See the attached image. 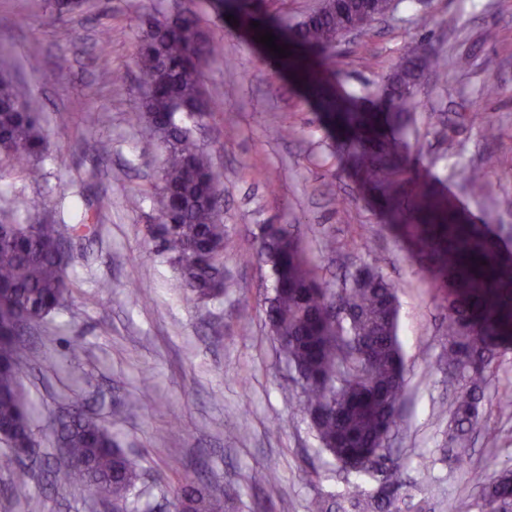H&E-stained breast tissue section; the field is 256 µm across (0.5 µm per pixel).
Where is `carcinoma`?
I'll return each instance as SVG.
<instances>
[{
    "instance_id": "obj_1",
    "label": "carcinoma",
    "mask_w": 512,
    "mask_h": 512,
    "mask_svg": "<svg viewBox=\"0 0 512 512\" xmlns=\"http://www.w3.org/2000/svg\"><path fill=\"white\" fill-rule=\"evenodd\" d=\"M331 2L321 0L315 19L287 28L293 41L328 63L348 24ZM222 53L221 45L202 37L190 12L150 21L135 50L142 89L138 119L148 144L160 151L157 211L165 232L155 253L178 270L198 303L230 287L224 279V208L209 154L182 115L189 110L203 117L210 111L200 66ZM412 66L427 73L447 67L448 60L417 45L393 70L399 80L380 89L377 111L353 112L328 102V120L339 150L363 184L385 201L411 257L429 260L430 278L441 291L448 324L439 361L447 366L448 386L458 389L449 407L447 452L461 464L472 454L474 433L494 436L480 419V406L494 360L512 344V261L486 225L463 218L427 183L409 188L401 133L418 106V92L407 86ZM304 76L310 93L327 102L321 73L307 65ZM46 149L37 113L12 79L0 77V156L30 162ZM62 236L63 226L48 220L0 221V427L34 456L41 451L21 389L20 331L44 322L71 294L68 266L57 258ZM257 257L273 282L264 299L270 334L320 447L348 472L376 474L384 486L378 491L352 482L339 495L311 502L310 512H427L402 476L399 450L388 444L400 424L405 389L395 284L376 263L330 284L282 224L259 228ZM57 445L62 448L57 470L91 488L112 512H127L128 496L142 474L107 426L82 405H72L60 419ZM469 479L485 512L512 506L511 467L490 476L473 470ZM184 499L193 503L192 512H230V495L199 483L176 490L175 504Z\"/></svg>"
}]
</instances>
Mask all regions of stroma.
<instances>
[{
    "instance_id": "35a3bbf8",
    "label": "stroma",
    "mask_w": 512,
    "mask_h": 512,
    "mask_svg": "<svg viewBox=\"0 0 512 512\" xmlns=\"http://www.w3.org/2000/svg\"><path fill=\"white\" fill-rule=\"evenodd\" d=\"M243 2L253 15L246 24L228 21L210 0H85L63 15L54 0H0V49L52 143L40 180H30L24 166L0 163V217L26 224L48 215L72 226L99 216L94 235L69 242L70 297L22 333L21 385L41 459L17 489L16 466L0 443V512H26L31 496L43 512H111L53 465L55 420L76 402L112 429L146 474L129 495V512H172L188 479L234 489L232 512H309L311 500L355 481L321 450L289 394L265 318L272 281L257 261L262 224L288 227L325 278L375 261L398 286L407 396L389 445L432 512H448L452 501L460 512H479L465 470L442 454L453 392L437 365L441 295L344 171L318 102L285 59L258 41L273 17L299 22L315 0ZM190 10L205 38L224 46L201 71L212 110L196 136L223 189L231 287L205 304L188 299L177 270L146 238L161 174L136 121L135 45L144 24ZM104 27L112 31L107 43L98 38ZM423 40L451 58L469 54L471 64L422 85L408 175L435 183L471 221L512 226V0H399L389 16L337 46L326 87L337 101L369 110V93ZM33 55L40 69L26 66ZM491 83L499 93L488 99L482 90ZM461 112L483 113L484 121L459 122ZM488 153L496 166L484 191H466L463 172ZM329 236L332 252L321 248ZM136 288L148 290V301L130 300ZM77 345L83 356L74 360ZM505 393H512V348L502 351L485 389L483 419L496 435L476 436L471 467L512 465V411L495 406ZM269 470L279 476L273 489L261 479Z\"/></svg>"
}]
</instances>
